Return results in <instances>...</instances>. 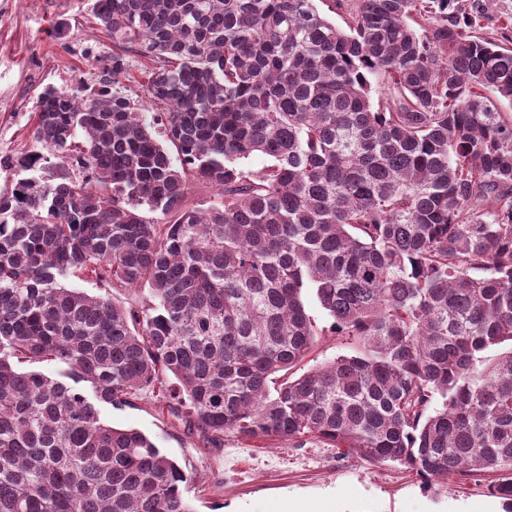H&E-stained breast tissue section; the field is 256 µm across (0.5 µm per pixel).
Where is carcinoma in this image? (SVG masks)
Instances as JSON below:
<instances>
[{"label":"carcinoma","mask_w":512,"mask_h":512,"mask_svg":"<svg viewBox=\"0 0 512 512\" xmlns=\"http://www.w3.org/2000/svg\"><path fill=\"white\" fill-rule=\"evenodd\" d=\"M315 2L93 0L112 55L39 93L0 195V512H193L192 475L101 420L147 390L211 448L495 473L512 506V47L458 0H358L344 29ZM130 49L163 142L114 90ZM307 288L356 350L278 382Z\"/></svg>","instance_id":"carcinoma-1"}]
</instances>
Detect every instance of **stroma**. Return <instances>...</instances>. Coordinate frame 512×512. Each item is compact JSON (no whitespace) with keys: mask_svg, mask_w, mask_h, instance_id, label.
I'll return each mask as SVG.
<instances>
[{"mask_svg":"<svg viewBox=\"0 0 512 512\" xmlns=\"http://www.w3.org/2000/svg\"><path fill=\"white\" fill-rule=\"evenodd\" d=\"M476 20L478 35L501 40L512 20V0H460ZM90 0H0V159L36 148L31 115L47 86L68 89L94 70L88 53L108 54L112 43L91 15ZM303 300L322 335L300 370L351 354L343 336L329 334L331 319L312 291ZM101 419L145 433L196 479L184 492L194 512H507L490 492L496 476L425 484L414 471L373 464L313 440L260 448L226 435L220 449L207 447L162 408L153 393L104 407Z\"/></svg>","mask_w":512,"mask_h":512,"instance_id":"35a3bbf8","label":"stroma"}]
</instances>
